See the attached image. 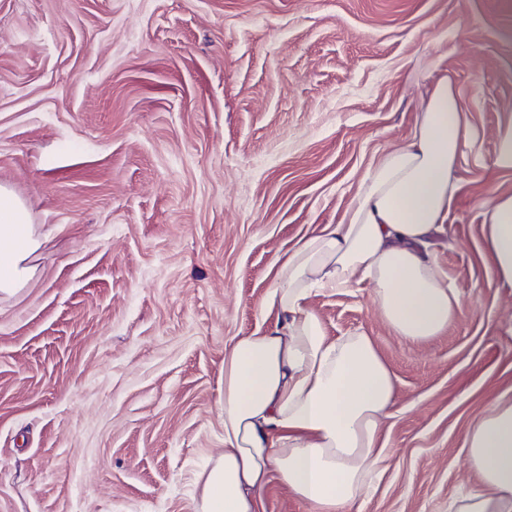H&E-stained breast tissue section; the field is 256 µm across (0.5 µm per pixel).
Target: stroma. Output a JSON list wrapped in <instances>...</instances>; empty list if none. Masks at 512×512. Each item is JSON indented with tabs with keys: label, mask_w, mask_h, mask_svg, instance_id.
I'll return each mask as SVG.
<instances>
[{
	"label": "stroma",
	"mask_w": 512,
	"mask_h": 512,
	"mask_svg": "<svg viewBox=\"0 0 512 512\" xmlns=\"http://www.w3.org/2000/svg\"><path fill=\"white\" fill-rule=\"evenodd\" d=\"M443 77L471 133L435 243L457 318L414 343L369 282L308 303L395 376L361 512H448L469 426L512 389L482 217L512 193V0H0V186L42 241L0 294V512H196L224 352L271 323L276 259L341 222ZM497 148L493 167L499 170H512V121L502 125L497 133Z\"/></svg>",
	"instance_id": "obj_1"
}]
</instances>
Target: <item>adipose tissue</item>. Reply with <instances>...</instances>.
Returning <instances> with one entry per match:
<instances>
[{
  "mask_svg": "<svg viewBox=\"0 0 512 512\" xmlns=\"http://www.w3.org/2000/svg\"><path fill=\"white\" fill-rule=\"evenodd\" d=\"M452 83L431 90L411 139L360 180L341 224L302 236L275 263L264 308L271 324L237 337L224 356V450L201 477L196 512H257L273 476L314 512H360L386 457L383 424L394 375L364 334L329 339L306 303L370 280L389 327L412 342L445 332L460 296L432 250L445 231L469 141ZM495 273L512 285V194L483 204ZM41 246L23 204L0 190V293L32 276ZM465 464L478 484L451 512H512V394L468 429Z\"/></svg>",
  "mask_w": 512,
  "mask_h": 512,
  "instance_id": "obj_1",
  "label": "adipose tissue"
}]
</instances>
